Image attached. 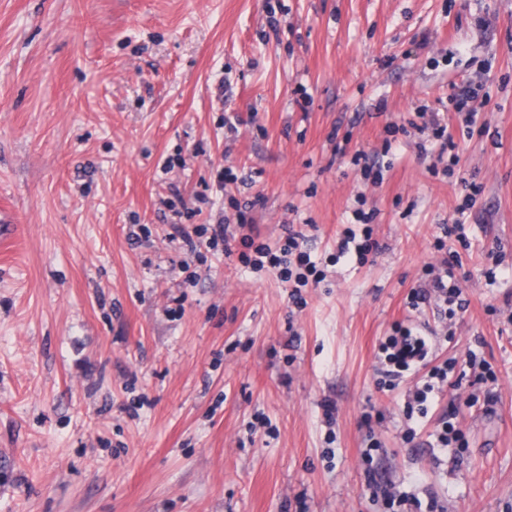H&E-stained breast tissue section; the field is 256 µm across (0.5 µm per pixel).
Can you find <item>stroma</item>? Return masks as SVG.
<instances>
[{
  "label": "stroma",
  "instance_id": "stroma-1",
  "mask_svg": "<svg viewBox=\"0 0 512 512\" xmlns=\"http://www.w3.org/2000/svg\"><path fill=\"white\" fill-rule=\"evenodd\" d=\"M479 82L487 131L452 127L459 163L432 174L423 113L449 124ZM359 196L362 267L335 258ZM0 210V512H385L372 476L512 512V0H0ZM242 211L261 239L302 233L326 271L304 306L169 238ZM450 257L468 304L448 324L407 295ZM397 323L495 380L408 417L375 373ZM452 404L456 452L432 436Z\"/></svg>",
  "mask_w": 512,
  "mask_h": 512
}]
</instances>
